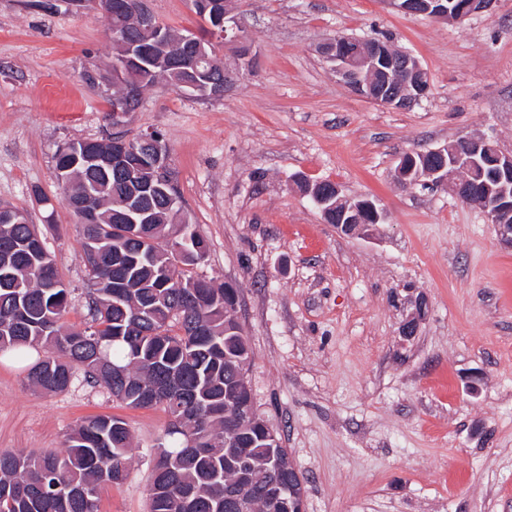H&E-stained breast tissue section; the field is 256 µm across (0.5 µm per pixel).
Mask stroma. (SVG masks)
<instances>
[{
    "mask_svg": "<svg viewBox=\"0 0 512 512\" xmlns=\"http://www.w3.org/2000/svg\"><path fill=\"white\" fill-rule=\"evenodd\" d=\"M51 13L0 0V204L27 210L85 325L83 239L59 200L53 156L112 131V33L95 0ZM176 31L208 38L190 0H148ZM252 70L200 100L165 82L125 116L128 136L162 134L186 215L209 245L198 275L238 290L254 406L282 438L305 512H512V248L447 186L405 189L401 157L467 137L512 154V0L460 23L388 0H238ZM385 38L429 79L394 109L344 86L317 52L336 35ZM330 181L385 214L371 236L326 223L299 184ZM48 198L39 204L33 190ZM417 314L409 337L401 325ZM0 359V450L61 451L83 418L122 417L129 474L98 512H150L154 446L168 425L75 379L40 394Z\"/></svg>",
    "mask_w": 512,
    "mask_h": 512,
    "instance_id": "1",
    "label": "stroma"
}]
</instances>
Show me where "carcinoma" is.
Instances as JSON below:
<instances>
[{"label": "carcinoma", "instance_id": "1", "mask_svg": "<svg viewBox=\"0 0 512 512\" xmlns=\"http://www.w3.org/2000/svg\"><path fill=\"white\" fill-rule=\"evenodd\" d=\"M110 138L70 140L55 152L62 201L78 219L87 294L84 328L64 326L70 291L59 278L52 252L25 209L0 210V353L37 360L28 380L37 392H63L77 375L113 398L145 408L143 394L175 397L161 409L182 417V429H166L156 444L150 512H234L224 489L246 484L256 512H289L268 496L271 463L288 455L282 443L264 441L255 424L235 434L251 462L248 478L225 451L224 411L240 399L234 376L251 360L241 325L224 309L222 283L194 274L205 262L206 241L182 212L169 206L176 186L140 198L152 224L122 220L132 195L125 172L91 169L84 156L104 154ZM496 151L479 159L475 187L497 186ZM127 423L91 415L69 435L60 453L0 451V512H98V492L118 484L130 466Z\"/></svg>", "mask_w": 512, "mask_h": 512}]
</instances>
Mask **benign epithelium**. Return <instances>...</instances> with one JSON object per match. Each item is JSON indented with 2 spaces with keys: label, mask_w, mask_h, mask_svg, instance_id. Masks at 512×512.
<instances>
[{
  "label": "benign epithelium",
  "mask_w": 512,
  "mask_h": 512,
  "mask_svg": "<svg viewBox=\"0 0 512 512\" xmlns=\"http://www.w3.org/2000/svg\"><path fill=\"white\" fill-rule=\"evenodd\" d=\"M235 0H192L195 12L209 15L211 30L224 45H234L244 66L250 64V47L240 31L229 25L232 4ZM390 4L407 15H426L438 20L461 21L475 12L491 6L493 0H464L456 5L452 0H389ZM106 6L131 16L147 36L163 44L168 51L166 65L191 75L181 82L179 91L196 98H219L231 82L229 75L218 77L215 73V54L209 52L204 43L193 34L171 37L157 17L145 6L144 0H110ZM113 40L118 52L112 58V84L117 91L112 96V127L122 126L128 109L123 97L133 93L141 98L143 90L127 82L131 73L147 68L149 59L135 49L127 40L121 27L114 28ZM320 55L332 64L336 77L352 92L366 96L377 103L403 109L425 97L429 90L426 72L411 54L396 48L390 41L374 38L356 39L346 35L330 38L318 46ZM490 142L484 138H466L448 147L429 148L420 152L423 164L418 169L409 167L405 159L398 164V181L405 189L419 185L446 184L448 189L462 201L481 208L489 223L495 225L501 241L512 247V206L506 204L507 195L486 190L474 194L470 183L475 175L472 158L486 152ZM150 153L155 158V179L161 184H171L174 172L169 162L168 150L159 137L149 133L133 141L117 132L112 135V157L110 166L116 169L127 167L130 155L137 152ZM344 224L336 225L345 234H369L370 227L385 220L383 211L368 200L352 207Z\"/></svg>",
  "instance_id": "obj_1"
}]
</instances>
